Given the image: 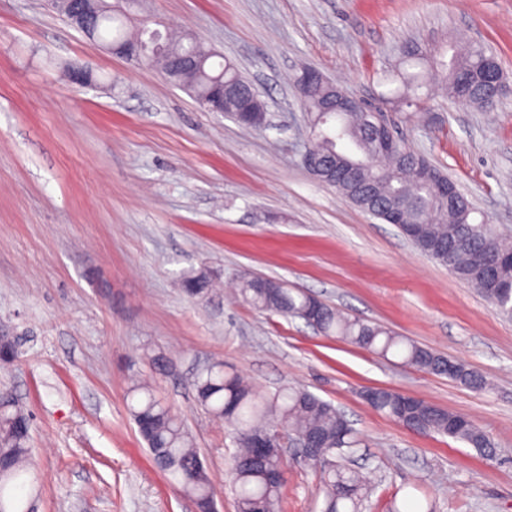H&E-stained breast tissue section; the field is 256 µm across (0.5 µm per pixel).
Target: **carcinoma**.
<instances>
[{
	"mask_svg": "<svg viewBox=\"0 0 512 512\" xmlns=\"http://www.w3.org/2000/svg\"><path fill=\"white\" fill-rule=\"evenodd\" d=\"M91 19V39L100 44L119 46L134 39L127 29L128 16L118 5L93 0ZM169 53L173 58L194 56L189 81L198 104L208 102L213 88L222 82L226 114L237 112L240 102L248 98L257 115H266L258 92L237 68L229 61L216 62L215 55L200 51L198 40L189 36L172 38ZM446 55L448 50L443 49L430 59L417 44L405 48L404 66L393 78L401 100L417 103L422 91L438 82L452 102L487 107L481 90L476 88L464 94L459 82L490 54L482 45L471 44L453 50L448 61ZM293 83L302 112L307 121L316 125L310 148L326 161L328 185L345 197L356 199L359 208H365L354 188L341 177L342 166L358 167L380 199L395 200L403 209L402 233L425 255L441 264H451L457 279L477 288L485 298L496 282L512 280V266L504 263L492 268L485 252L491 242L500 254L507 256L512 254V244L504 241L487 221H474V209L467 198H462L459 206L451 207L448 198L433 185L417 181L416 164L425 161L421 153L400 139L395 153L382 154L370 135V122L376 121L372 110L363 106L326 112L329 84L305 88L299 73ZM183 287L187 294L203 298L212 290L213 279L205 269L192 270L184 276ZM238 295L257 310L301 319L325 335L338 336L383 358L397 357L406 365L444 375L474 390L487 388L485 379L465 364L379 324L345 315L280 281L247 276L241 280ZM16 357L14 339L0 336V363L10 364ZM193 386L200 405L236 431L237 450L232 464L236 512H279L282 480L272 478L271 473L283 468L282 459L276 454L256 458L251 448L252 438L271 427L279 426L293 436L320 439L321 448L310 457L312 461L324 455L344 460L361 446V439L344 415L332 403L306 389L288 387L263 395L238 374L225 370L221 362L198 373ZM127 398L129 415L156 467L195 501L200 512L216 508L209 470L178 415L144 381L133 382ZM405 400L400 393L379 390L369 405L412 430L447 436L470 445L482 455H493L494 445L473 420L461 421L459 414L417 398L410 399L412 411L406 412ZM30 430V414L9 390H0V459L8 466V472L0 476V512H18V502L9 494L8 487L27 473ZM323 483V512H359L360 502L369 492L367 480L344 464L325 471Z\"/></svg>",
	"mask_w": 512,
	"mask_h": 512,
	"instance_id": "carcinoma-1",
	"label": "carcinoma"
}]
</instances>
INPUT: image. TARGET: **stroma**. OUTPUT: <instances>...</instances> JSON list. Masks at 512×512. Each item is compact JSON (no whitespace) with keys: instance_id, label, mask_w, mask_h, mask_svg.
Returning a JSON list of instances; mask_svg holds the SVG:
<instances>
[{"instance_id":"obj_1","label":"stroma","mask_w":512,"mask_h":512,"mask_svg":"<svg viewBox=\"0 0 512 512\" xmlns=\"http://www.w3.org/2000/svg\"><path fill=\"white\" fill-rule=\"evenodd\" d=\"M158 20L232 62L273 122L206 112L156 68L86 40L49 0H0V330L25 336L0 388L32 413L28 472L38 512H196L154 466L127 410L132 378L183 421L236 512L230 426L193 379L220 362L261 390L301 385L343 411L373 476L360 512H512V321L424 255L396 225L316 181L289 75L318 69L382 106L394 130L512 238V93L495 108L430 92L390 100L404 47L474 41L512 84V0H141ZM86 67L95 81H72ZM220 282L188 296L184 275ZM289 287L462 361L465 388L304 321L236 300L243 276ZM168 359L157 368V355ZM369 388L470 417L494 457L373 410ZM281 512H321L322 468L283 456Z\"/></svg>"}]
</instances>
